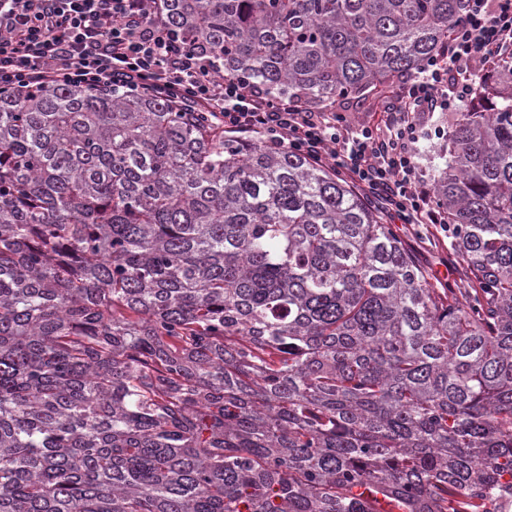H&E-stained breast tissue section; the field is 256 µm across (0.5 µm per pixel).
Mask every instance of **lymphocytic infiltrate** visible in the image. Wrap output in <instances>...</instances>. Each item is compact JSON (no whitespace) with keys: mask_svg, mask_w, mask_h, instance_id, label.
<instances>
[{"mask_svg":"<svg viewBox=\"0 0 512 512\" xmlns=\"http://www.w3.org/2000/svg\"><path fill=\"white\" fill-rule=\"evenodd\" d=\"M156 0H0V85L153 86L187 100L225 132L306 154L346 177L384 217L408 225L416 243L448 227L416 174L417 121L470 99L476 79L512 57V0H467L438 56L386 95L380 123L353 128L346 116L271 99L187 37L158 22Z\"/></svg>","mask_w":512,"mask_h":512,"instance_id":"1","label":"lymphocytic infiltrate"}]
</instances>
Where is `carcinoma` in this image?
I'll use <instances>...</instances> for the list:
<instances>
[{
  "label": "carcinoma",
  "mask_w": 512,
  "mask_h": 512,
  "mask_svg": "<svg viewBox=\"0 0 512 512\" xmlns=\"http://www.w3.org/2000/svg\"><path fill=\"white\" fill-rule=\"evenodd\" d=\"M465 0H162L274 98L394 89ZM436 283L366 196L148 89L0 91V512L512 506V58L452 113Z\"/></svg>",
  "instance_id": "carcinoma-1"
}]
</instances>
